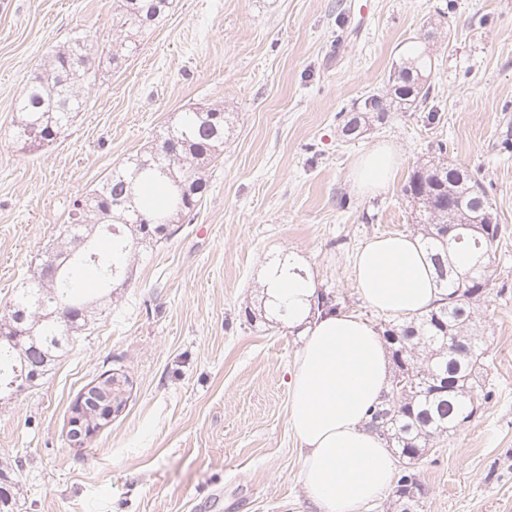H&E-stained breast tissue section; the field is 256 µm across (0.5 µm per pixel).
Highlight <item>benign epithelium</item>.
<instances>
[{
  "label": "benign epithelium",
  "instance_id": "1",
  "mask_svg": "<svg viewBox=\"0 0 512 512\" xmlns=\"http://www.w3.org/2000/svg\"><path fill=\"white\" fill-rule=\"evenodd\" d=\"M116 387L127 390L130 382L121 372L109 370L80 391L72 401L66 424V434L72 447H86L120 413L112 402V390Z\"/></svg>",
  "mask_w": 512,
  "mask_h": 512
}]
</instances>
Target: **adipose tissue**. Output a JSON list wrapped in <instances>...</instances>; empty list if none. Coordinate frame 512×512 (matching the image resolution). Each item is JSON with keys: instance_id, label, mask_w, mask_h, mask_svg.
<instances>
[{"instance_id": "ef3b65f1", "label": "adipose tissue", "mask_w": 512, "mask_h": 512, "mask_svg": "<svg viewBox=\"0 0 512 512\" xmlns=\"http://www.w3.org/2000/svg\"><path fill=\"white\" fill-rule=\"evenodd\" d=\"M397 154L380 145L357 162L360 190L385 188ZM354 280L364 302L377 310L413 317L426 312L440 289L418 238L371 240L356 254ZM269 302L288 312L302 345L289 384V428L300 444L299 479L319 512H362L386 494L395 462L367 427L368 411L383 401L390 382L388 354L377 328L359 315L312 312L311 278L281 271L264 280Z\"/></svg>"}]
</instances>
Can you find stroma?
Returning <instances> with one entry per match:
<instances>
[{
	"instance_id": "stroma-1",
	"label": "stroma",
	"mask_w": 512,
	"mask_h": 512,
	"mask_svg": "<svg viewBox=\"0 0 512 512\" xmlns=\"http://www.w3.org/2000/svg\"><path fill=\"white\" fill-rule=\"evenodd\" d=\"M116 5L0 0V306L73 198L180 112L218 103L233 125L194 221L135 262L51 371L0 397V464L19 469L17 512H316L288 426L301 338L248 312L283 257L346 311L387 324L360 299L354 258L374 237L412 234L401 189L439 142L484 187L502 237L480 309L492 396L419 462L423 512H512V0H174L118 67L107 56ZM429 28L434 116L392 112L343 137L341 113L383 90ZM82 29L100 49L96 80L71 128L30 149L16 138V102L47 51ZM384 143L397 152L394 176L362 193L355 162ZM111 368L129 377L125 409L71 447L72 400Z\"/></svg>"
}]
</instances>
